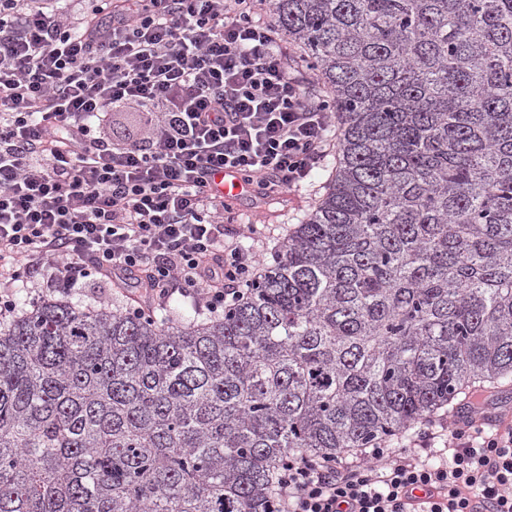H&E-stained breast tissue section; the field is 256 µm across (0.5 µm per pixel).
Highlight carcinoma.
I'll return each instance as SVG.
<instances>
[{"label":"carcinoma","mask_w":512,"mask_h":512,"mask_svg":"<svg viewBox=\"0 0 512 512\" xmlns=\"http://www.w3.org/2000/svg\"><path fill=\"white\" fill-rule=\"evenodd\" d=\"M342 134L248 296L0 327V512H272L287 455L512 383V0H265Z\"/></svg>","instance_id":"obj_1"}]
</instances>
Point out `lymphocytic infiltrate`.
Wrapping results in <instances>:
<instances>
[{
    "mask_svg": "<svg viewBox=\"0 0 512 512\" xmlns=\"http://www.w3.org/2000/svg\"><path fill=\"white\" fill-rule=\"evenodd\" d=\"M0 0V319L16 283L69 296L102 276L154 315L175 297L233 307L265 260L233 237L212 183L230 171L266 201L300 187L333 138L258 0ZM139 138L103 130L117 109ZM450 462L288 458L276 512H512V426L458 421ZM123 113L116 115L113 124L107 126L105 134L114 140L125 139L128 136L135 135L143 123V116L135 109H127Z\"/></svg>",
    "mask_w": 512,
    "mask_h": 512,
    "instance_id": "f902f5d3",
    "label": "lymphocytic infiltrate"
}]
</instances>
